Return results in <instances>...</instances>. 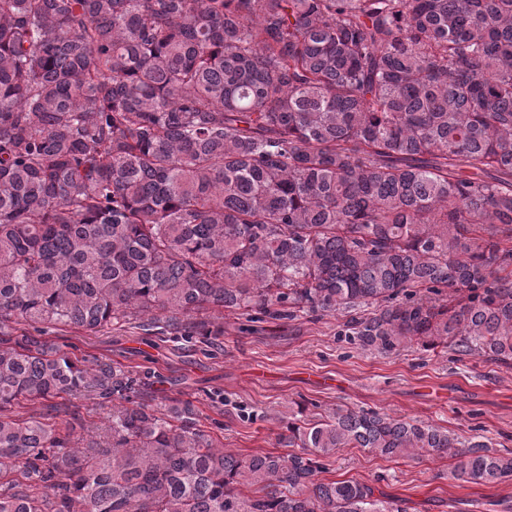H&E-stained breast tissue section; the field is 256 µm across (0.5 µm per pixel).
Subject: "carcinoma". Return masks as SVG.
Instances as JSON below:
<instances>
[{
    "label": "carcinoma",
    "instance_id": "1",
    "mask_svg": "<svg viewBox=\"0 0 512 512\" xmlns=\"http://www.w3.org/2000/svg\"><path fill=\"white\" fill-rule=\"evenodd\" d=\"M299 312L512 365V0H0V512H404L316 480L339 448L512 478L480 436L368 410L243 457L42 338L215 346L227 314Z\"/></svg>",
    "mask_w": 512,
    "mask_h": 512
}]
</instances>
